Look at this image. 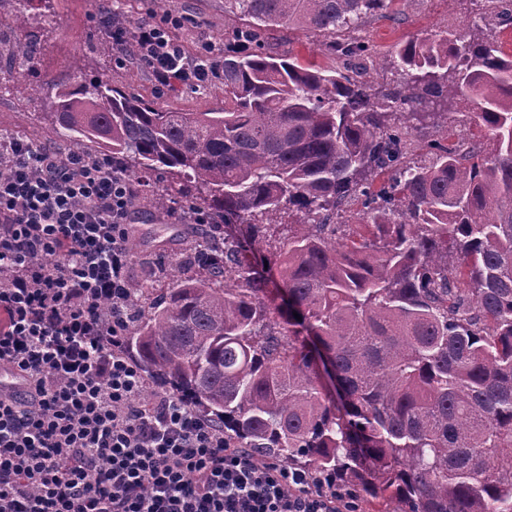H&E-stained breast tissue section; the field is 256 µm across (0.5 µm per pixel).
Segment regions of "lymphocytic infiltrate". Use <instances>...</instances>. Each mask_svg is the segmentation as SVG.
I'll use <instances>...</instances> for the list:
<instances>
[{
    "label": "lymphocytic infiltrate",
    "instance_id": "f902f5d3",
    "mask_svg": "<svg viewBox=\"0 0 512 512\" xmlns=\"http://www.w3.org/2000/svg\"><path fill=\"white\" fill-rule=\"evenodd\" d=\"M180 19L109 20L160 89L206 84L222 53L188 54ZM135 187L111 157L0 152V512H342V491L225 440L126 352Z\"/></svg>",
    "mask_w": 512,
    "mask_h": 512
}]
</instances>
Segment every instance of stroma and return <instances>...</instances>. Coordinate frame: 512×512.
Listing matches in <instances>:
<instances>
[{
    "instance_id": "obj_1",
    "label": "stroma",
    "mask_w": 512,
    "mask_h": 512,
    "mask_svg": "<svg viewBox=\"0 0 512 512\" xmlns=\"http://www.w3.org/2000/svg\"><path fill=\"white\" fill-rule=\"evenodd\" d=\"M32 14H46L35 34L41 50L28 70L0 81V135H8L51 149L58 156L71 153L69 143L55 140L49 129L47 111L53 87L98 76L108 78L113 87L147 101H155L173 112H205L224 107V77L216 75L205 86H188L159 91L150 72L142 67L133 52L104 53L102 44L109 40L102 13L95 0H33ZM125 15L135 19L159 20L162 16H180L185 20L177 31L186 52L196 53L206 43L223 47L224 33L237 26L238 20L224 11V0H126ZM475 0H406L399 17L375 16L364 19L356 30L358 37L384 54L398 42L422 37L445 27H459L476 19ZM272 52L289 53L300 62L332 66L331 57L318 48L316 36L303 30H283L271 36ZM46 86L40 95L30 87L38 81ZM171 216L154 218L132 210L131 220L139 229V240L130 269L132 281H140L144 267L159 255L175 257L181 253L182 225Z\"/></svg>"
}]
</instances>
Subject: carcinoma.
Returning a JSON list of instances; mask_svg holds the SVG:
<instances>
[{
    "instance_id": "carcinoma-1",
    "label": "carcinoma",
    "mask_w": 512,
    "mask_h": 512,
    "mask_svg": "<svg viewBox=\"0 0 512 512\" xmlns=\"http://www.w3.org/2000/svg\"><path fill=\"white\" fill-rule=\"evenodd\" d=\"M12 2L11 55L34 56ZM397 0H224V110L171 112L103 77L57 87L53 137L159 172L148 210L203 214L174 286L131 329L157 384L224 438L391 512H512V56L485 16L399 44L354 35ZM322 38L333 68L273 53ZM391 63L401 80L370 69ZM482 135L448 143V103ZM359 205L360 209L352 210ZM288 216L295 222L284 224ZM274 256L271 278L246 255ZM320 39L304 30H282L271 36L269 46L275 53L290 52L298 57L301 63L314 62L322 67L332 66L333 59L321 53L317 46Z\"/></svg>"
}]
</instances>
